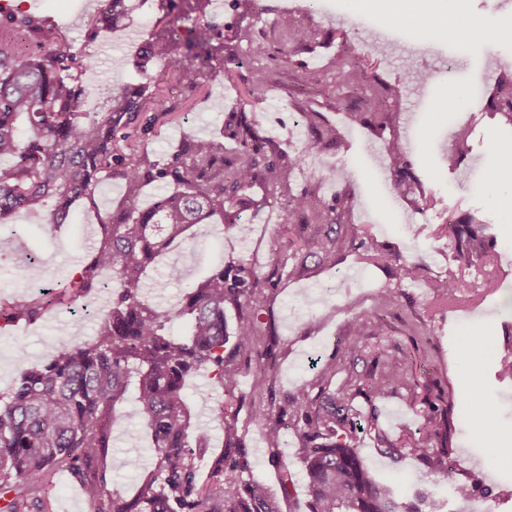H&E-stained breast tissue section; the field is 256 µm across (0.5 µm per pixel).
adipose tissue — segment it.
<instances>
[{
    "instance_id": "adipose-tissue-1",
    "label": "adipose tissue",
    "mask_w": 512,
    "mask_h": 512,
    "mask_svg": "<svg viewBox=\"0 0 512 512\" xmlns=\"http://www.w3.org/2000/svg\"><path fill=\"white\" fill-rule=\"evenodd\" d=\"M433 0H350L359 10H386L397 22L417 26L429 25L438 30L449 31L459 43L493 38L494 32L486 28L467 10L466 0H448L447 14L432 9Z\"/></svg>"
}]
</instances>
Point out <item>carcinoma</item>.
<instances>
[{
    "label": "carcinoma",
    "mask_w": 512,
    "mask_h": 512,
    "mask_svg": "<svg viewBox=\"0 0 512 512\" xmlns=\"http://www.w3.org/2000/svg\"><path fill=\"white\" fill-rule=\"evenodd\" d=\"M132 10L130 0H104L94 28H114ZM277 25L288 32L292 45L315 37L311 29L300 32L298 20L290 15L280 16ZM194 46L201 48L195 54L198 65L173 63L165 73L154 74L149 63L169 57L172 50L171 38L155 35L134 62L138 80L117 87L105 107L91 114L85 102L92 89L82 80L91 64L78 55L73 42L42 16L0 11V159H10L9 165H0V218L46 208L50 223L65 224L74 203L112 177L122 178L132 189L146 182L165 188L150 209L131 206L102 225V236L78 278L57 284L90 298L101 287L100 271H112V304L99 321L96 339L65 347L38 363L29 362L26 351L15 350L19 378L10 392L0 393V512H42L33 492L63 468L80 481L90 512H280L257 481L242 478L248 463L232 451L215 463L207 479L199 478L192 442L202 441L205 434L191 430L182 393L184 376L201 368L213 370L225 393L237 389L240 367L224 351L230 342L238 353L251 349L260 277L245 264L221 263L176 307L159 312L141 300L142 272L157 252L184 240L190 226L224 214L225 206L238 203L259 179L289 196L287 224H323L329 214L347 209L350 198L338 196L330 205L311 188L289 195L294 168L320 150L323 138H308L288 164L244 112L231 113L224 124V136L238 144L229 175H224V146L210 139L187 142L161 165L149 163L140 145L173 111L157 93L158 83L194 91L230 72L228 63L234 57H224L215 66V47L207 38L199 34L189 39L188 47ZM336 71L345 83L362 84L360 73L339 54ZM369 88L376 111L357 112L355 119L383 129L390 119L387 103L397 95L376 77ZM486 107L512 125V75L496 80ZM469 137L468 128L454 133L455 150L445 157L448 167L458 165ZM383 151L394 186L413 189L419 179L400 141L384 140ZM453 230L451 262L467 267L490 263L495 241L484 234L483 224L465 216L454 222ZM334 244L336 238L327 233L303 241L306 252L325 259L332 256ZM373 262L396 266L402 277L410 273L397 253L377 249ZM25 275L40 289L9 303L13 321H33L55 303L56 292L41 283L38 263L28 266ZM229 308L242 314L233 329L226 317ZM175 320L188 323L186 336L165 332L166 324ZM409 382L404 370H382L371 379L370 389L380 397ZM131 385L152 439L155 466L128 498L112 488L102 455L109 447L117 407ZM350 411L349 402L338 404L328 396L303 417L298 433L309 512H440L442 506L424 493L400 497L390 484L372 476L358 451V424L351 422ZM254 419L268 447H278L281 420L263 408L255 410ZM386 448L420 456L436 476L449 474L450 452L442 448L404 443Z\"/></svg>",
    "instance_id": "obj_1"
}]
</instances>
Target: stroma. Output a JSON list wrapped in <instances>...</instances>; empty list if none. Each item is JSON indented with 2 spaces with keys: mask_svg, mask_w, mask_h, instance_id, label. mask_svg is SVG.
<instances>
[{
  "mask_svg": "<svg viewBox=\"0 0 512 512\" xmlns=\"http://www.w3.org/2000/svg\"><path fill=\"white\" fill-rule=\"evenodd\" d=\"M135 3L120 27L97 35L91 28L98 0H21L19 4L20 9L53 21L91 62L83 80L96 94L87 101L86 111H96L115 85L134 78L137 47L156 31L163 15L161 0ZM286 4L287 0H209L204 12L176 22L174 57L180 62L192 57L183 44L190 26L211 37L227 38L235 29L248 30L269 47L270 54L253 58L247 43H240L231 79L208 84L190 110L181 107L185 90L163 83V96L179 110L172 122L158 124L145 142L149 159L156 163L164 162L187 137L222 141L225 153H232L235 145L224 138V121L242 108L259 134L273 140L291 159L313 127L328 126L339 132L340 141L307 157L294 172L292 189L314 185L325 201L342 194L352 199L350 211L341 216L350 231L338 233L335 258L329 263L302 249L315 225L283 223L284 198L271 195L258 182L248 192L251 205L239 215L247 234L225 231L223 219L215 216L193 225L183 242L146 266L142 299L159 311L180 302L188 287L222 262L246 264L271 280L257 292L259 334L252 349L237 358L243 373L235 395L224 393L212 371L203 369L184 378L183 394L192 421L208 435L195 462L205 471L223 453V413L235 412L236 443L254 479L278 500L281 512H308L298 437L301 415L319 394H345L356 422L365 427L377 420L379 432L389 436L406 430L422 440L431 418H452V468L444 479L431 475L426 462L414 454L388 453L378 432H361L359 451L376 480L390 483L402 494L417 488L431 492L447 501L448 512H512V469L495 465L490 444L476 434L486 404L495 410V426L512 434V377L501 376L497 356L498 350L512 344V209L506 206L512 200V170L491 150L495 142L512 144V129L489 112H476L468 95L457 101L455 112L438 108L448 86L468 92L482 71H511L512 37L448 45L430 40L418 27L391 20L385 12H356L348 0H318L307 24L320 35L288 60L280 53L285 42L276 26ZM339 52L350 54L353 66L364 76L377 75L402 88L393 132L408 151L423 187L435 193L438 203L433 209L421 211L416 202L399 197L385 165L381 138L372 126L351 122L348 113L365 108L367 89L350 87L337 78L332 60ZM259 70L267 77V87L255 98L248 90ZM419 72L432 73V85H416L413 77ZM457 121L470 123L472 135L469 152L451 170L444 163L443 147ZM487 174L496 179L490 190L479 182ZM159 192L158 184L152 183L134 193L115 179L101 184L92 198L79 201L70 223L53 226L41 210L0 226V304L31 290L18 259L35 254L42 260L45 280L66 279L90 251L86 226H99L130 204L147 209ZM465 214L483 222L487 235L496 240L500 263L491 268L490 276L501 286L486 292L485 278L466 271L460 275L457 299L449 302L438 299L431 286L448 273L454 246L448 223ZM410 224L427 225L428 231L412 238L406 232ZM376 248L401 254L414 265L415 278H400L394 267L368 262V254ZM297 260L304 269L293 277L289 270ZM172 266L181 268L182 280L168 278L166 271ZM386 289L396 290L397 297L383 307L378 294ZM111 302L108 289L98 291L89 305L68 292L36 321H6L0 326V391L9 390L18 377L16 346H23L31 361L42 362L62 346L90 342L96 330L90 310L106 311ZM373 310L380 316L370 322L369 336L355 335V318ZM428 324L432 335H421V327ZM480 336L488 337L497 351L482 358L479 381L474 384L458 349L467 339ZM384 368L408 369L411 382L377 399L368 383L373 373ZM260 372L270 379L271 389L256 394L252 379ZM259 406L271 410L287 429L279 447L267 446L253 418ZM118 413L104 460L115 487L130 496L136 491L137 477L152 471L155 460L134 394H127ZM276 459L287 464L292 474V497L282 494L272 465ZM474 482L491 488L492 498L477 494L464 502L453 500V484ZM39 495L45 512H90L82 486L70 472L57 473L41 486Z\"/></svg>",
  "mask_w": 512,
  "mask_h": 512,
  "instance_id": "35a3bbf8",
  "label": "stroma"
}]
</instances>
